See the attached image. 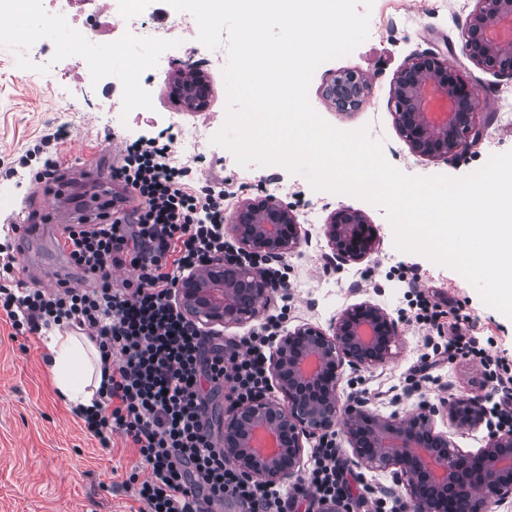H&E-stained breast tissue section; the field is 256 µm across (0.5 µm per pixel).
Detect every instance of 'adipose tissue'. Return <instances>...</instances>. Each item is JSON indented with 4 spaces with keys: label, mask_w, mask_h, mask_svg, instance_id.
Returning a JSON list of instances; mask_svg holds the SVG:
<instances>
[{
    "label": "adipose tissue",
    "mask_w": 512,
    "mask_h": 512,
    "mask_svg": "<svg viewBox=\"0 0 512 512\" xmlns=\"http://www.w3.org/2000/svg\"><path fill=\"white\" fill-rule=\"evenodd\" d=\"M48 368L59 397L68 408L93 406L101 383L99 352L84 336L48 329Z\"/></svg>",
    "instance_id": "adipose-tissue-1"
}]
</instances>
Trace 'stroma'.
Here are the masks:
<instances>
[{
	"label": "stroma",
	"mask_w": 512,
	"mask_h": 512,
	"mask_svg": "<svg viewBox=\"0 0 512 512\" xmlns=\"http://www.w3.org/2000/svg\"><path fill=\"white\" fill-rule=\"evenodd\" d=\"M476 0H374L369 36L350 55L327 61L315 71L309 100L316 112L342 131L368 128L380 141L387 160L410 176L460 177L482 167L494 154L512 150V124L497 114L501 99L512 100V79L498 77L469 61L463 52V29ZM152 40L132 41L126 52L150 58L168 46L178 62L201 55L203 45L188 32L184 13L147 17ZM448 58L462 78L476 87L488 106L476 122L481 140L465 153L434 160L411 152L395 123L391 90L397 72L422 53ZM74 48L61 51L54 70H45L34 48L22 55L0 51V163L17 160L47 131L65 129L59 160L73 162L76 152H88L105 139L123 143L141 135L171 129L173 117L208 125L218 132L226 118L227 95L222 73L209 71L212 86L205 111L179 109L168 96L170 72L151 69L130 80H116L112 97L101 111H89L86 92L74 70ZM357 70L369 79L362 105L340 112L323 90L331 78ZM179 163L223 184L225 215L242 200L272 194L292 205L307 241L288 254V288L273 291L258 315L240 326L209 325L208 330L231 339L247 336L280 309H287L285 327L303 322L328 327L345 307L369 301L384 308L398 325L393 356L375 369L345 370L342 396L366 399L382 414L414 411L419 403L441 405L453 396L496 401L495 381L486 378L476 361L456 358L440 364L434 383L415 386L412 368L431 353L427 332L412 323L410 306L417 291L440 302L445 327L460 325L477 337L480 347L512 364V319L485 305L474 287L458 272L417 253H402L393 243V229L384 209L365 200L316 192L305 175L284 167L239 166L226 149L205 142L199 153L177 148ZM37 187L0 177V237L12 238L11 218ZM347 206L365 214L378 230L380 244L367 259L334 268L323 226L331 212ZM46 346L37 333L16 334L0 312V512H138L140 503L128 489L131 473L144 472L130 439L116 434L112 445L100 447L81 419L58 397L45 370ZM349 499L354 512H370L372 499L392 489L390 473L353 468Z\"/></svg>",
	"instance_id": "stroma-1"
}]
</instances>
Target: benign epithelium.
<instances>
[{
  "label": "benign epithelium",
  "instance_id": "benign-epithelium-1",
  "mask_svg": "<svg viewBox=\"0 0 512 512\" xmlns=\"http://www.w3.org/2000/svg\"><path fill=\"white\" fill-rule=\"evenodd\" d=\"M512 26V0H477L464 31V52L477 66L512 78V34L491 33ZM193 82L177 73L170 98L196 110L208 106L211 91L195 64ZM367 79L345 71L332 79L327 97L342 111L358 108ZM395 122L410 150L446 160L482 137L475 115L482 108L478 91L448 60L421 54L409 60L392 88ZM242 251L280 259L300 244L302 228L294 209L274 195L243 201L230 219ZM331 265L359 263L376 246L374 225L356 210L341 206L325 224ZM275 288L252 265L210 261L182 276L175 299L203 326L237 325L256 316V305L242 307L247 295L256 303ZM397 323L380 306L365 301L345 308L325 330L304 323L286 331L268 362L276 399L259 398L232 407L224 418V456L247 480L283 484L300 477L304 441L332 434L338 424L352 449L353 462L392 474L408 512H489L512 495V432L491 433L475 452L457 448L448 433L436 430L434 408L418 407L404 416H383L361 400L340 404L343 367L372 368L392 356ZM442 415L457 429L485 419L481 401L455 397Z\"/></svg>",
  "mask_w": 512,
  "mask_h": 512
}]
</instances>
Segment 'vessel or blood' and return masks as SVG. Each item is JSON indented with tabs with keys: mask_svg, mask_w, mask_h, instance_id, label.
I'll list each match as a JSON object with an SVG mask.
<instances>
[{
	"mask_svg": "<svg viewBox=\"0 0 512 512\" xmlns=\"http://www.w3.org/2000/svg\"><path fill=\"white\" fill-rule=\"evenodd\" d=\"M118 153V147L104 143L86 155L77 165L60 168L56 178L42 182L34 208L16 212L20 243L43 238L58 241V225L104 224L115 217L139 208L137 197L124 190H113L106 173ZM24 277L28 283L60 288L72 284L65 262L50 266H28Z\"/></svg>",
	"mask_w": 512,
	"mask_h": 512,
	"instance_id": "vessel-or-blood-1",
	"label": "vessel or blood"
}]
</instances>
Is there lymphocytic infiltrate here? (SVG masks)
Returning a JSON list of instances; mask_svg holds the SVG:
<instances>
[{"instance_id": "f902f5d3", "label": "lymphocytic infiltrate", "mask_w": 512, "mask_h": 512, "mask_svg": "<svg viewBox=\"0 0 512 512\" xmlns=\"http://www.w3.org/2000/svg\"><path fill=\"white\" fill-rule=\"evenodd\" d=\"M171 146L157 138L125 145L113 181L131 188L142 205L109 224L70 229L61 245L74 266L96 277L89 291L33 288L14 276L16 256L0 245V310L18 334L50 325L88 331L102 365V406L79 417L101 447L114 433L129 437L148 469L130 475L140 512H204L203 502L233 501L245 512H291L297 496L346 497L348 480L334 436H323L313 463L294 491L244 480L224 456L205 417L206 385L230 383L244 404L270 392L267 352L280 327L225 342L202 331L173 302L179 278L213 257L235 263L244 255L224 235V193L194 190L189 171L174 166ZM132 269L114 284L112 273ZM448 356L479 358L501 397L491 410L512 428V365L453 330Z\"/></svg>"}]
</instances>
